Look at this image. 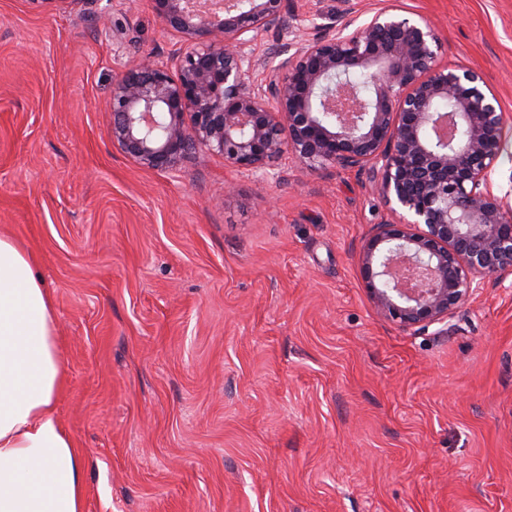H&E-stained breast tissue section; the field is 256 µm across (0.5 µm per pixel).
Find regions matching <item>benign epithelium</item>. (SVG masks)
Segmentation results:
<instances>
[{"label": "benign epithelium", "mask_w": 512, "mask_h": 512, "mask_svg": "<svg viewBox=\"0 0 512 512\" xmlns=\"http://www.w3.org/2000/svg\"><path fill=\"white\" fill-rule=\"evenodd\" d=\"M197 4L153 0L185 45L144 57L113 87L112 142L127 157L177 171L207 150L258 173L289 149L311 170L368 168L408 217L379 225L358 266L375 310L405 329L445 324L480 281L512 276V209L492 181L505 115L479 73L439 62L427 21L384 8L352 31L271 48L270 66L253 44L288 28L282 0H225L219 21ZM348 87L362 98L357 117L338 108L322 120Z\"/></svg>", "instance_id": "benign-epithelium-1"}]
</instances>
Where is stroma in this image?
<instances>
[{"label":"stroma","mask_w":512,"mask_h":512,"mask_svg":"<svg viewBox=\"0 0 512 512\" xmlns=\"http://www.w3.org/2000/svg\"><path fill=\"white\" fill-rule=\"evenodd\" d=\"M388 6L497 95L512 206V0H284L254 56ZM181 43L151 0H0V231L54 304L85 512H512V277L406 331L362 286L369 170L126 157L113 86Z\"/></svg>","instance_id":"35a3bbf8"}]
</instances>
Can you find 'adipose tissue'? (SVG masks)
<instances>
[{
  "instance_id": "ef3b65f1",
  "label": "adipose tissue",
  "mask_w": 512,
  "mask_h": 512,
  "mask_svg": "<svg viewBox=\"0 0 512 512\" xmlns=\"http://www.w3.org/2000/svg\"><path fill=\"white\" fill-rule=\"evenodd\" d=\"M64 378L52 301L0 233V512H84L87 457L56 410Z\"/></svg>"
}]
</instances>
